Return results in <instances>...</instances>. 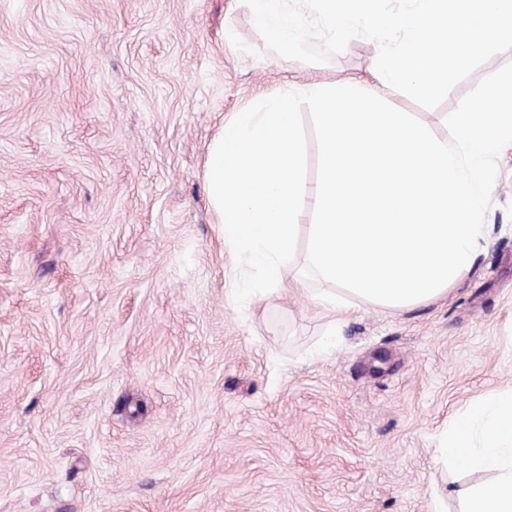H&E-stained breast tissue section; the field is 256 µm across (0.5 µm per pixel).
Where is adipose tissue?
I'll return each mask as SVG.
<instances>
[{
	"label": "adipose tissue",
	"instance_id": "adipose-tissue-1",
	"mask_svg": "<svg viewBox=\"0 0 512 512\" xmlns=\"http://www.w3.org/2000/svg\"><path fill=\"white\" fill-rule=\"evenodd\" d=\"M437 463L490 473L464 492V512H512V387L468 406L435 449Z\"/></svg>",
	"mask_w": 512,
	"mask_h": 512
}]
</instances>
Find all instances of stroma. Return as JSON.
Returning <instances> with one entry per match:
<instances>
[{"instance_id": "35a3bbf8", "label": "stroma", "mask_w": 512, "mask_h": 512, "mask_svg": "<svg viewBox=\"0 0 512 512\" xmlns=\"http://www.w3.org/2000/svg\"><path fill=\"white\" fill-rule=\"evenodd\" d=\"M357 37L273 54L242 0H0V512H430L488 474L438 466L512 386V145L468 273L402 309L250 297L208 149L235 112L331 81L440 139L490 58L424 109Z\"/></svg>"}]
</instances>
